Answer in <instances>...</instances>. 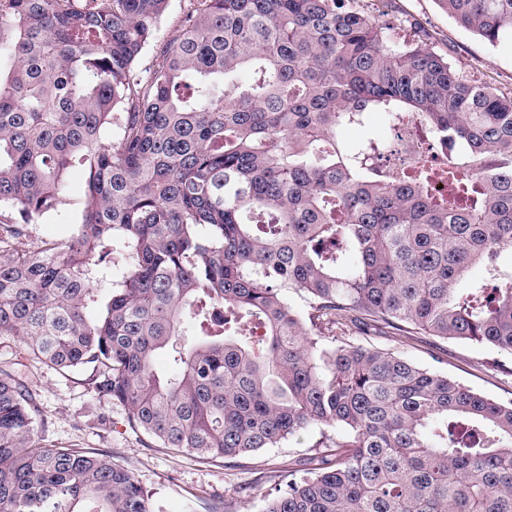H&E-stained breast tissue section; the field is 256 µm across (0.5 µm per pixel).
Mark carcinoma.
<instances>
[{
	"label": "carcinoma",
	"mask_w": 512,
	"mask_h": 512,
	"mask_svg": "<svg viewBox=\"0 0 512 512\" xmlns=\"http://www.w3.org/2000/svg\"><path fill=\"white\" fill-rule=\"evenodd\" d=\"M188 2L161 42L170 0H0V335L84 370L161 448L231 464L319 430L264 512H512V400L374 344L512 356V95L360 0ZM438 2L512 38V0ZM373 112L485 163L446 197L379 178L377 138L339 135ZM74 169L79 221L31 250ZM38 416L0 369V512H151L130 470L42 443Z\"/></svg>",
	"instance_id": "carcinoma-1"
}]
</instances>
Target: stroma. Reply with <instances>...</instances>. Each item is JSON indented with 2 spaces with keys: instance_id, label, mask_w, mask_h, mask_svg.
<instances>
[{
  "instance_id": "obj_1",
  "label": "stroma",
  "mask_w": 512,
  "mask_h": 512,
  "mask_svg": "<svg viewBox=\"0 0 512 512\" xmlns=\"http://www.w3.org/2000/svg\"><path fill=\"white\" fill-rule=\"evenodd\" d=\"M375 16L390 23L396 42L426 36L430 46L447 57L464 75L512 95V41L490 44L454 21L438 0H362ZM85 182L73 172L57 211L31 225L28 244L62 235L75 223ZM381 348L413 363L439 370L490 398L512 399V356L464 341L432 336L380 340ZM22 340L0 335V367L22 379L35 397L44 420V444L110 453L113 460L131 470L149 492L153 512H207L219 505L222 512H264L265 505L288 479L290 461L305 457L318 439L309 430L276 448H266L234 466L223 461H202L192 455L154 447L142 432L128 423L127 408L102 401L91 392L81 372L60 373L21 355ZM276 471L275 480L259 482L261 473ZM253 487L239 492L245 482Z\"/></svg>"
}]
</instances>
